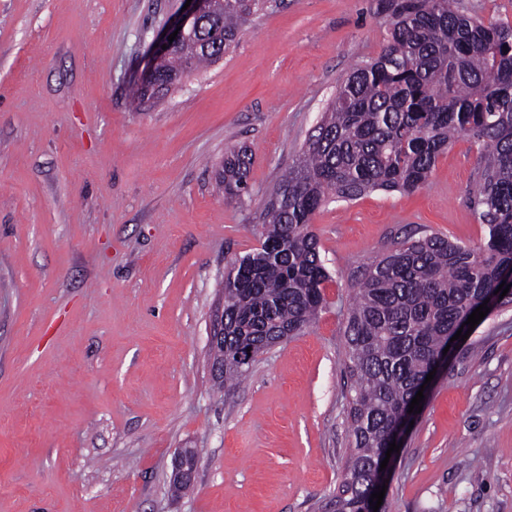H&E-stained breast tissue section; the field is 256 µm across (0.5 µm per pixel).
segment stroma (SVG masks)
<instances>
[{
    "mask_svg": "<svg viewBox=\"0 0 512 512\" xmlns=\"http://www.w3.org/2000/svg\"><path fill=\"white\" fill-rule=\"evenodd\" d=\"M377 0H277L222 60L139 96L182 0H0V512H318L349 450L343 272L433 231L477 245L473 143L428 185L329 201L313 217L327 306L211 377L224 275L338 83L376 57ZM252 151L228 201L227 149ZM387 481L386 512H512V306L433 381ZM196 449L192 492L172 459Z\"/></svg>",
    "mask_w": 512,
    "mask_h": 512,
    "instance_id": "35a3bbf8",
    "label": "stroma"
}]
</instances>
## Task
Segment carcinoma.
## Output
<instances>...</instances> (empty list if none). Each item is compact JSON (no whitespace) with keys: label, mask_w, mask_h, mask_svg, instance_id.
Returning <instances> with one entry per match:
<instances>
[{"label":"carcinoma","mask_w":512,"mask_h":512,"mask_svg":"<svg viewBox=\"0 0 512 512\" xmlns=\"http://www.w3.org/2000/svg\"><path fill=\"white\" fill-rule=\"evenodd\" d=\"M266 0H216L148 82L167 90L235 45ZM380 53L336 88L295 165L261 212L260 247L224 277V379L250 374L255 356L304 333L326 306L332 280L311 228L327 201L370 191L414 192L459 137L476 146L471 203L488 228L480 246L436 233L410 235L348 276L344 337L354 394L352 448L336 492L321 504L365 512L374 464L467 312L512 267V24L484 22L456 0H377ZM252 154L224 155V198L249 190Z\"/></svg>","instance_id":"cac0c4a2"}]
</instances>
